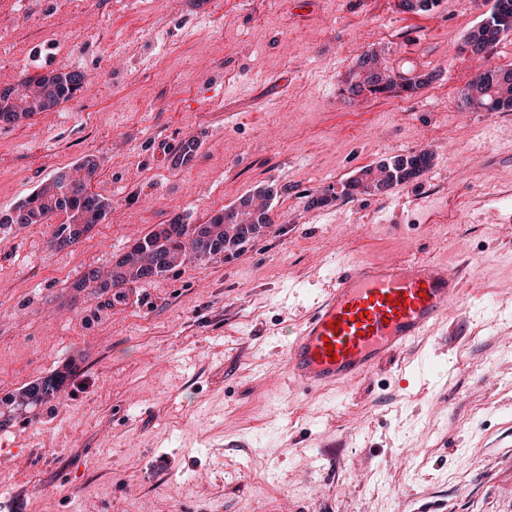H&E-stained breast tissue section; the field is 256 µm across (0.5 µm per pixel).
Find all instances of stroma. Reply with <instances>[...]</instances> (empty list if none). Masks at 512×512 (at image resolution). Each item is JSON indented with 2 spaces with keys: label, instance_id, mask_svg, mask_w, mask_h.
Segmentation results:
<instances>
[{
  "label": "stroma",
  "instance_id": "35a3bbf8",
  "mask_svg": "<svg viewBox=\"0 0 512 512\" xmlns=\"http://www.w3.org/2000/svg\"><path fill=\"white\" fill-rule=\"evenodd\" d=\"M482 0H0V89L78 70L73 99L0 125V213L96 156L111 209L80 242L0 228V395L79 370L0 427V512H512V112L463 108ZM430 85L347 102L358 55ZM193 160L175 165L184 143ZM416 179L321 207L382 159ZM274 182L237 252L124 288L75 287L156 225L201 224ZM462 271L402 367L296 393L286 345L339 261ZM431 155L427 151H420L419 153H410L409 156L405 155H396L392 156L384 161L377 163L375 166H366L363 167L360 171V176L349 182V185H354L353 191L341 192V197H351L355 192L363 193V194H375L368 187V183H363L362 180H365V176L370 174L371 171H374L376 168L378 171L385 172L387 169H391L394 171L402 170L400 177H397L396 181L390 182L391 188L398 184H403L408 182L409 180L416 178L423 171H425L431 164Z\"/></svg>",
  "mask_w": 512,
  "mask_h": 512
}]
</instances>
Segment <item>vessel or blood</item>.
<instances>
[{
	"label": "vessel or blood",
	"instance_id": "obj_1",
	"mask_svg": "<svg viewBox=\"0 0 512 512\" xmlns=\"http://www.w3.org/2000/svg\"><path fill=\"white\" fill-rule=\"evenodd\" d=\"M430 260L341 263L324 297L288 340L286 369L303 392L344 388L431 335L463 293Z\"/></svg>",
	"mask_w": 512,
	"mask_h": 512
}]
</instances>
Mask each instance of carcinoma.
<instances>
[{
  "label": "carcinoma",
  "instance_id": "cac0c4a2",
  "mask_svg": "<svg viewBox=\"0 0 512 512\" xmlns=\"http://www.w3.org/2000/svg\"><path fill=\"white\" fill-rule=\"evenodd\" d=\"M489 12L498 17L497 25L502 36L512 33V0H493ZM464 48L474 56L485 58L493 54L496 45L485 46L478 35L468 36ZM85 75L79 71L55 73L52 87L54 103L59 105L72 99V93L83 88ZM463 105L480 112H512V68L498 66L480 71L462 93ZM431 164V155L422 150L415 154L396 155L375 166L361 169L360 176L349 182L354 191L341 192V197H351L353 192L372 194L365 176L377 169L401 171L400 177L390 182L394 187L419 176ZM82 174H72L66 180L54 177L42 182L37 189V203L30 210L27 224H46L54 215L53 204L62 195L73 197V212L58 224L52 234L50 246L56 249L77 244L93 225L105 219L110 203L91 191V185L98 175L99 163L94 156H86L78 164ZM333 193H322L308 201L311 207L323 205L339 197ZM235 221L231 223L210 219L203 224H184L175 219L161 231L156 229L138 241L133 254H125L114 265L109 277L104 278L96 268L83 274L76 288H120L128 283L144 281L161 276L184 265L189 260H204L211 256L232 252L253 240L264 228L272 224L270 203L261 207L253 205V196H245L235 206ZM60 378L51 376L38 385L22 390L19 395L8 394L0 398V409L12 413L19 407L36 406L45 401L58 389Z\"/></svg>",
  "mask_w": 512,
  "mask_h": 512
}]
</instances>
